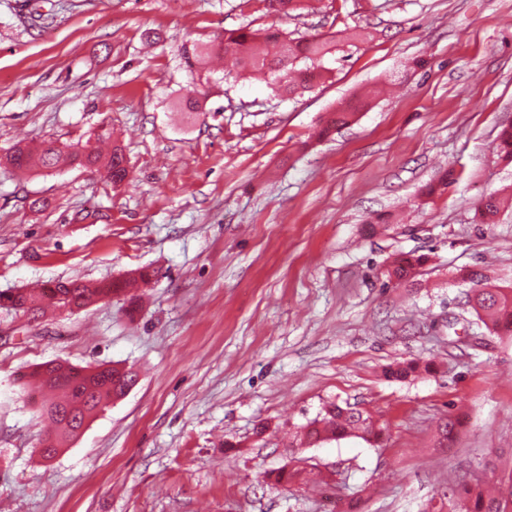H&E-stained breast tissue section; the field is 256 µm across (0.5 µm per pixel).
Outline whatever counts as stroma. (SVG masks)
Returning <instances> with one entry per match:
<instances>
[{
    "label": "stroma",
    "instance_id": "35a3bbf8",
    "mask_svg": "<svg viewBox=\"0 0 512 512\" xmlns=\"http://www.w3.org/2000/svg\"><path fill=\"white\" fill-rule=\"evenodd\" d=\"M334 36L331 74L274 90L232 54L189 71L182 45L241 27ZM195 95L199 111L180 104ZM366 107L327 136L343 102ZM129 179L0 169V291L153 271L123 298L33 320L0 309V512H423L512 453V338L462 306L479 269L512 288V0H0V155L73 144L99 126ZM448 185L428 194L440 178ZM426 256L414 282L388 279ZM59 360L134 368L138 383L50 462L29 390ZM420 360L430 375L396 380ZM383 426L380 442L292 438L325 402ZM462 425L450 446L437 426ZM331 490L279 491L296 458ZM423 264L421 256L407 255L395 261L392 269L388 270L389 278L400 281H409L416 276L417 268Z\"/></svg>",
    "mask_w": 512,
    "mask_h": 512
}]
</instances>
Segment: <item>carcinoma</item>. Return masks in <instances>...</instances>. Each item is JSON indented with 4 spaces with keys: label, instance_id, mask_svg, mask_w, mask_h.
Returning <instances> with one entry per match:
<instances>
[{
    "label": "carcinoma",
    "instance_id": "carcinoma-1",
    "mask_svg": "<svg viewBox=\"0 0 512 512\" xmlns=\"http://www.w3.org/2000/svg\"><path fill=\"white\" fill-rule=\"evenodd\" d=\"M333 43L331 36L319 40H299L290 39L278 31L238 29L231 32L225 38V43L215 49L185 46L182 54L187 68L193 72L205 67L211 53L232 49L239 55L242 69L267 70L274 74L277 88L293 92L299 88H312L330 73V69L324 66V59L331 53ZM364 105L365 101L357 99L330 113L321 133L348 124ZM497 151L502 159L512 161V127L501 131ZM4 161L12 170H52L66 164L86 168L102 167L113 183L124 181L128 175L124 154L119 146L113 147L110 156L105 158L96 145L82 154L47 140L36 151L26 150L17 144L6 152ZM508 208H512V202L490 194L482 201L480 214L490 220ZM422 264L423 258L420 256L399 258L392 269L388 270V277L409 281L416 276L417 268ZM484 279V274L479 270H471L466 274L471 288L465 295L464 305L474 310L485 327L497 334L512 337V291L492 288L484 283ZM150 280L149 271L137 269L124 279L98 285L60 281L55 287L44 288L37 293L27 290L16 295L1 292L0 308L22 312L36 319L46 306L65 310L74 304L81 308L124 295L129 285L137 282L146 285ZM74 370L76 367L59 361L54 362L51 369L45 363L37 368L39 387L50 394L44 401L42 412L54 424V430L47 438L52 440L51 448L55 454L77 437V430L87 419L97 414L109 400L123 396L125 390L136 381L135 373L124 367H95L86 376L69 377L68 373ZM418 370L419 364L410 360L388 369L387 376L403 379ZM380 434L381 426L370 413L335 402L324 405L319 414L303 427V437L310 444L347 436L371 443L378 440ZM267 479L285 490L292 485L314 487L328 484L326 477L308 468L303 458L268 473ZM445 507L448 512H512V471L501 477L499 486L493 490L478 481L449 488L433 512H442Z\"/></svg>",
    "mask_w": 512,
    "mask_h": 512
}]
</instances>
